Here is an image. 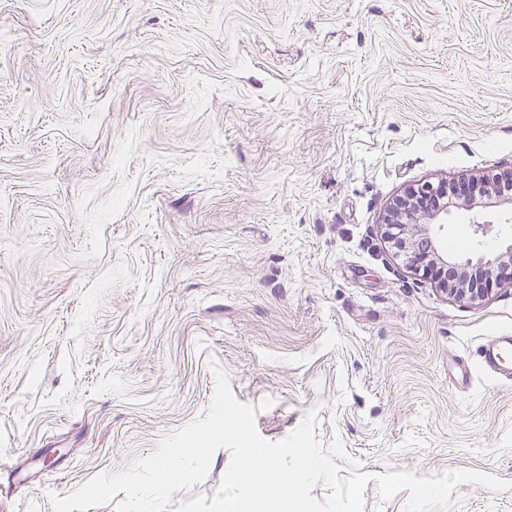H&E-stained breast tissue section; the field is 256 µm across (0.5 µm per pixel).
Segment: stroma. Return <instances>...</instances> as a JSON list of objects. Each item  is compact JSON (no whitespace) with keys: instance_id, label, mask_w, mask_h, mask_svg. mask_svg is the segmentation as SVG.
Instances as JSON below:
<instances>
[{"instance_id":"stroma-1","label":"stroma","mask_w":512,"mask_h":512,"mask_svg":"<svg viewBox=\"0 0 512 512\" xmlns=\"http://www.w3.org/2000/svg\"><path fill=\"white\" fill-rule=\"evenodd\" d=\"M512 169V0H0V512L205 417L318 410L364 512H512V384L380 222ZM217 449L172 506L212 499Z\"/></svg>"}]
</instances>
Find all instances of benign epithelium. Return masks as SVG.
Returning <instances> with one entry per match:
<instances>
[{
    "mask_svg": "<svg viewBox=\"0 0 512 512\" xmlns=\"http://www.w3.org/2000/svg\"><path fill=\"white\" fill-rule=\"evenodd\" d=\"M462 198V208L478 207L476 196L497 194L490 182L468 179L452 185L440 181L408 188L387 207L382 223L384 237L397 252L404 253L408 268L432 279L439 290L459 301L482 302L495 287L512 286V243L492 252L453 254L440 243L439 232L449 223L448 191ZM497 228L492 221L473 214L475 238L486 237Z\"/></svg>",
    "mask_w": 512,
    "mask_h": 512,
    "instance_id": "7a95c632",
    "label": "benign epithelium"
}]
</instances>
